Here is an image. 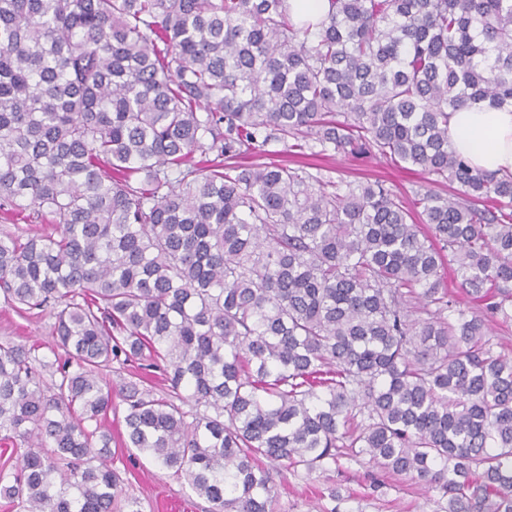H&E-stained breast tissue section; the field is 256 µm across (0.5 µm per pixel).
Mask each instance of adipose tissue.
Returning a JSON list of instances; mask_svg holds the SVG:
<instances>
[{
	"mask_svg": "<svg viewBox=\"0 0 512 512\" xmlns=\"http://www.w3.org/2000/svg\"><path fill=\"white\" fill-rule=\"evenodd\" d=\"M453 146L473 166L498 175L512 173V105L469 106L451 113Z\"/></svg>",
	"mask_w": 512,
	"mask_h": 512,
	"instance_id": "ef3b65f1",
	"label": "adipose tissue"
}]
</instances>
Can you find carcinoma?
<instances>
[{"label":"carcinoma","instance_id":"carcinoma-1","mask_svg":"<svg viewBox=\"0 0 512 512\" xmlns=\"http://www.w3.org/2000/svg\"><path fill=\"white\" fill-rule=\"evenodd\" d=\"M328 4L300 25L287 0H0V213L53 224L0 234V296L53 313L63 351L0 340V496L24 512H142L116 397L125 447L211 512H274L263 458L342 504L363 455L434 512H512V356L488 337L512 322V174L449 128L512 105V0ZM285 139L457 191L244 161Z\"/></svg>","mask_w":512,"mask_h":512}]
</instances>
